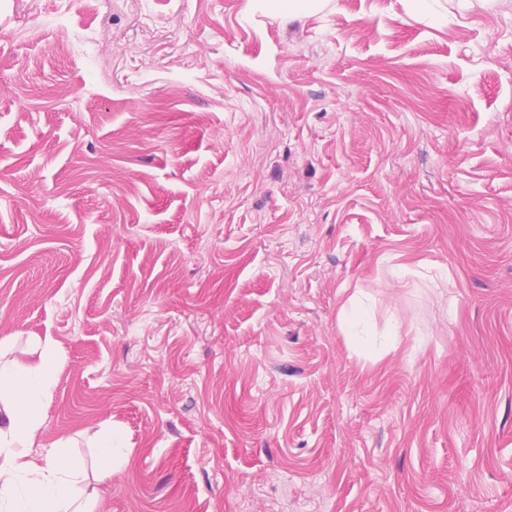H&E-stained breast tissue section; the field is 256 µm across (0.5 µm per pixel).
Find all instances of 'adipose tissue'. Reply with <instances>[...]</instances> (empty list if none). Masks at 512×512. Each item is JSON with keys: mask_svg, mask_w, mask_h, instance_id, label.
I'll use <instances>...</instances> for the list:
<instances>
[{"mask_svg": "<svg viewBox=\"0 0 512 512\" xmlns=\"http://www.w3.org/2000/svg\"><path fill=\"white\" fill-rule=\"evenodd\" d=\"M30 350L38 359L27 368L0 361V512H90L84 470L63 446L31 455L42 426L39 410L52 389L56 348L35 339Z\"/></svg>", "mask_w": 512, "mask_h": 512, "instance_id": "ef3b65f1", "label": "adipose tissue"}]
</instances>
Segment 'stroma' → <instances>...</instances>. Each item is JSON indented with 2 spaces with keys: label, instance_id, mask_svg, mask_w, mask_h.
Here are the masks:
<instances>
[{
  "label": "stroma",
  "instance_id": "obj_1",
  "mask_svg": "<svg viewBox=\"0 0 512 512\" xmlns=\"http://www.w3.org/2000/svg\"><path fill=\"white\" fill-rule=\"evenodd\" d=\"M10 335L94 512H512V0H0ZM120 441L112 432L106 433L98 438L96 451L98 456L107 463L95 475L96 484H107L112 480V457L116 455L120 449Z\"/></svg>",
  "mask_w": 512,
  "mask_h": 512
}]
</instances>
